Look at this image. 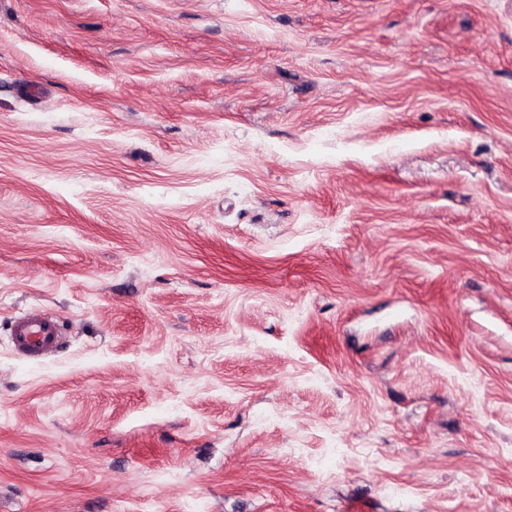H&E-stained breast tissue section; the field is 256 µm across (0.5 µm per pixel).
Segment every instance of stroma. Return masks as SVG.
<instances>
[{
  "instance_id": "35a3bbf8",
  "label": "stroma",
  "mask_w": 512,
  "mask_h": 512,
  "mask_svg": "<svg viewBox=\"0 0 512 512\" xmlns=\"http://www.w3.org/2000/svg\"><path fill=\"white\" fill-rule=\"evenodd\" d=\"M0 512H512V0H0ZM59 326L50 314L33 310L12 327L11 341L15 351L28 358L50 356L57 347Z\"/></svg>"
}]
</instances>
